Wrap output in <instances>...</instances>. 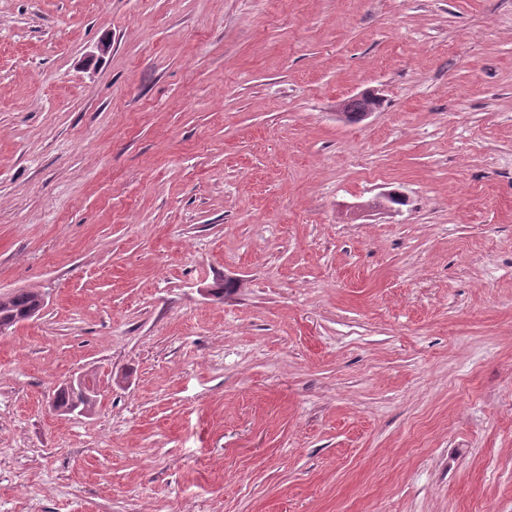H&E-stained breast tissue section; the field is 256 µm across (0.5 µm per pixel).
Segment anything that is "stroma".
I'll return each instance as SVG.
<instances>
[{
  "label": "stroma",
  "instance_id": "obj_1",
  "mask_svg": "<svg viewBox=\"0 0 512 512\" xmlns=\"http://www.w3.org/2000/svg\"><path fill=\"white\" fill-rule=\"evenodd\" d=\"M28 288L0 512H512V0H0Z\"/></svg>",
  "mask_w": 512,
  "mask_h": 512
}]
</instances>
